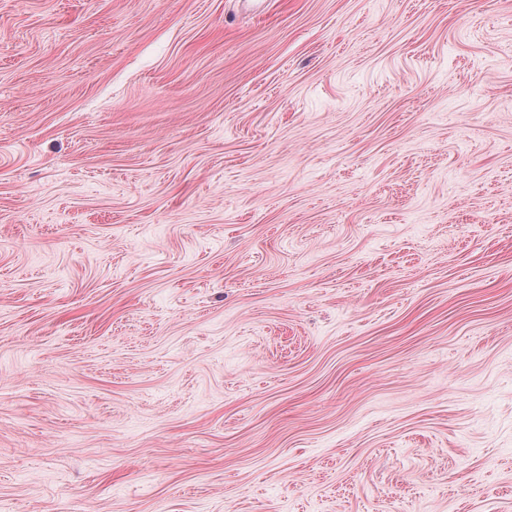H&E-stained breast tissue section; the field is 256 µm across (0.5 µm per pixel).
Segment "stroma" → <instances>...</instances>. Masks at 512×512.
I'll return each mask as SVG.
<instances>
[{"instance_id":"1","label":"stroma","mask_w":512,"mask_h":512,"mask_svg":"<svg viewBox=\"0 0 512 512\" xmlns=\"http://www.w3.org/2000/svg\"><path fill=\"white\" fill-rule=\"evenodd\" d=\"M0 512H512V0H0Z\"/></svg>"}]
</instances>
